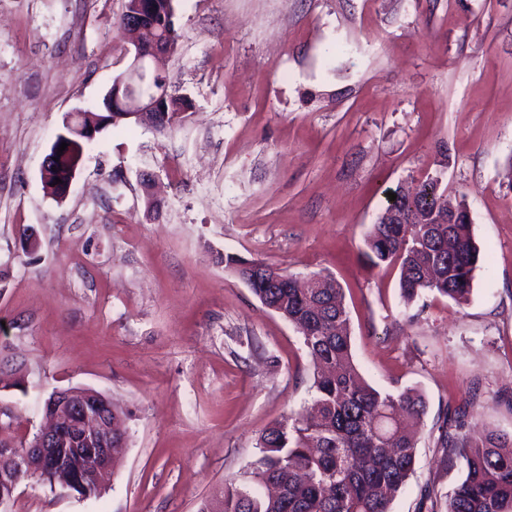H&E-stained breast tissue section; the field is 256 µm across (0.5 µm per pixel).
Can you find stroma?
I'll return each instance as SVG.
<instances>
[{
  "label": "stroma",
  "instance_id": "stroma-1",
  "mask_svg": "<svg viewBox=\"0 0 512 512\" xmlns=\"http://www.w3.org/2000/svg\"><path fill=\"white\" fill-rule=\"evenodd\" d=\"M125 4L0 0V371L22 381L0 404L18 438L54 389L89 387L129 432L101 495L28 479L6 512H198L310 402L300 335L224 254L336 279L362 377L426 402L391 512H418L429 483L447 495L463 475L434 445L448 407L512 434V0H176L160 71L185 120L97 134L53 198L41 168L65 114L132 59ZM431 176L480 248L463 305L404 304L397 267L363 255L388 192Z\"/></svg>",
  "mask_w": 512,
  "mask_h": 512
}]
</instances>
